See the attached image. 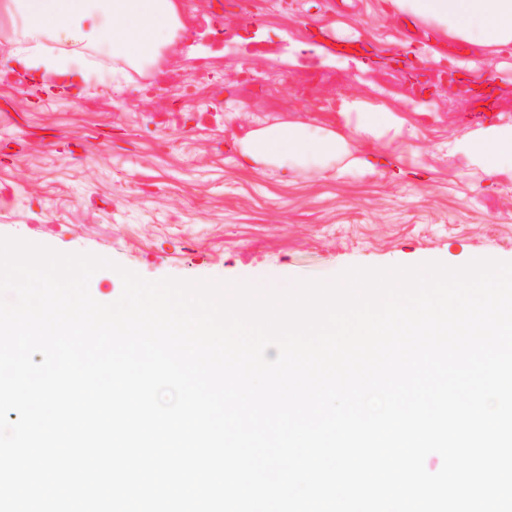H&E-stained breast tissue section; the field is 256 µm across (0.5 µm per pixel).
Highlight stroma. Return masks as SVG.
<instances>
[{
    "mask_svg": "<svg viewBox=\"0 0 512 512\" xmlns=\"http://www.w3.org/2000/svg\"><path fill=\"white\" fill-rule=\"evenodd\" d=\"M187 29L158 68L86 47L73 89L33 87L0 18V237L111 265L89 281L119 299L120 269L149 281L329 280L352 267L512 262V179L475 174L448 138L512 124V46L497 60L393 15L387 0H183ZM261 28L244 25L247 11ZM361 51L324 50L325 38ZM358 95L417 128L396 166L317 176L244 171L237 143L293 111L341 121Z\"/></svg>",
    "mask_w": 512,
    "mask_h": 512,
    "instance_id": "1",
    "label": "stroma"
}]
</instances>
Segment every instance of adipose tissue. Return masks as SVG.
Wrapping results in <instances>:
<instances>
[{"instance_id": "ef3b65f1", "label": "adipose tissue", "mask_w": 512, "mask_h": 512, "mask_svg": "<svg viewBox=\"0 0 512 512\" xmlns=\"http://www.w3.org/2000/svg\"><path fill=\"white\" fill-rule=\"evenodd\" d=\"M394 14L417 20L439 40L463 41L495 57L512 45V0H389ZM13 25L16 64L31 82L57 77L59 90L86 79L90 61L75 62L45 49L49 40L100 43L113 60L142 69L159 66L186 23L182 0H0V17ZM341 125L312 126L280 120L257 127L238 144L252 169L290 171L311 168L322 174L371 167L367 144L379 142L386 160L411 135L409 119L381 103L352 98ZM449 155H463L487 177H512V124L492 125L448 144Z\"/></svg>"}]
</instances>
